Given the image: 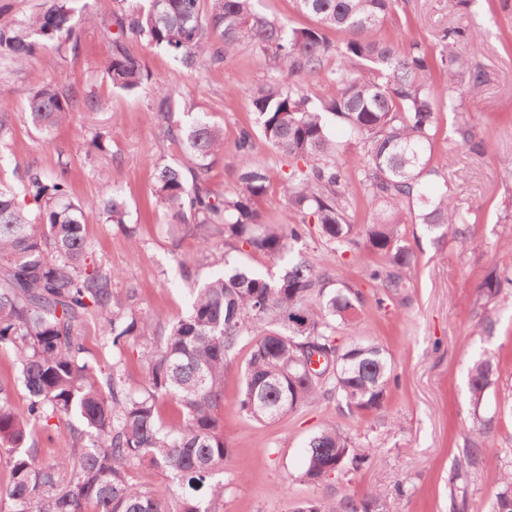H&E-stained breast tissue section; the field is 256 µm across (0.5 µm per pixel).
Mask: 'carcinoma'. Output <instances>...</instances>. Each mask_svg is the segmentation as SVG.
<instances>
[{
	"label": "carcinoma",
	"instance_id": "cac0c4a2",
	"mask_svg": "<svg viewBox=\"0 0 512 512\" xmlns=\"http://www.w3.org/2000/svg\"><path fill=\"white\" fill-rule=\"evenodd\" d=\"M69 0H52L42 13L16 23L0 22V57L23 63L54 40L79 41L70 25ZM110 54L104 78L113 88L133 92L150 80L133 43L165 49L188 69L219 65L241 44H250L277 64L281 77L262 85L251 100L256 128H243L236 150L248 156L255 133L288 158L284 179L287 207L277 224L265 222L261 201L268 188L263 166L245 164L238 189L215 192L208 183L210 159L224 151V130L200 115L174 123L171 88H154L153 108L163 132L185 145L191 178L180 166L162 164L155 173V198L169 232L208 242L211 224L223 225L224 269L193 289L185 314L161 320L143 316L113 297L114 270L90 261L87 214L95 203L74 201L67 183L36 168L25 173V195L36 210L17 201L0 181V347L13 350L21 380L31 396L24 412L15 409L0 384V453L9 466L0 500L9 512H169L165 498L177 499L175 512H217L224 498V462L229 448L217 417L224 403V377L234 355L251 346L241 372L237 403L248 419L273 424L288 413L334 400L356 415L384 408L398 386L394 360L375 340L352 333L366 294L350 281L315 272L295 245L317 231L330 252L361 249L378 257L365 277L379 283L385 297H405L417 256L402 226L423 224L437 239L462 242L477 223L460 209L448 185L431 191L425 177L448 165L435 158L433 142L441 107L480 94L484 73L475 63L484 29H447L440 56L413 39L381 34L398 0H293L316 24L288 28L260 13L259 0H116ZM343 35L338 44L326 32ZM336 58V93L314 98L294 78ZM91 97L52 84L39 86L27 111L33 126L48 134L80 110L98 107ZM461 142L479 152L483 141L463 123ZM356 149L371 220L357 225L350 215L352 172L345 154ZM106 221L130 233L128 212L117 190L107 192ZM242 256L259 252L286 261L278 273L251 268ZM512 288V272H490L479 290L487 301ZM96 317L102 332L121 347L142 338L145 384L136 387L118 371L80 359L85 347L81 323ZM325 358L306 370V348ZM498 361L485 352L469 370L471 418L481 433L480 415ZM178 405L166 423L160 402ZM66 418L67 447L45 463L32 444L35 428ZM77 420L74 426L71 420ZM371 449L335 426L310 438L303 481L318 486L333 474L359 469ZM484 455L478 441L463 449L464 463L448 475L454 507L466 512L467 486ZM138 464L166 474L168 484L145 489L128 470ZM375 496L339 500L311 497L293 512H380ZM491 512H512V469L501 475Z\"/></svg>",
	"mask_w": 512,
	"mask_h": 512
}]
</instances>
